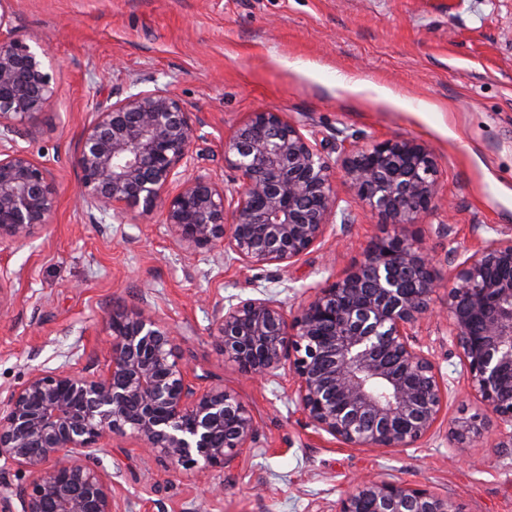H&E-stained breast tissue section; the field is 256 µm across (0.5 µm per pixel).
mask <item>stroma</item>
Listing matches in <instances>:
<instances>
[{
	"label": "stroma",
	"instance_id": "1",
	"mask_svg": "<svg viewBox=\"0 0 512 512\" xmlns=\"http://www.w3.org/2000/svg\"><path fill=\"white\" fill-rule=\"evenodd\" d=\"M14 24L58 64V102L24 145L47 161L57 192L53 224L30 242L0 245L13 303L0 314V389L31 368H100L113 309L176 326L179 354L205 383L232 389L256 416L259 442L214 472L209 496L192 472L146 455L116 435L102 466L112 474V512H336L354 479L379 474L453 499L462 512H512V447L493 438L464 453L448 422L477 410L449 397L447 423L401 452L344 448L318 433L288 399L287 376L242 377L211 336L217 305L269 294L295 311L304 290L358 263L362 248L390 234L358 203L343 171L334 186L347 224L292 267H246L202 250L186 258L160 218L93 221L78 210L75 149L100 93L124 94L148 78L166 84L204 126L194 151L229 185L224 140L251 113H283L322 141L397 136L428 143L443 205L407 227L438 260L436 309L448 296L451 253L472 254L512 230V0H13ZM447 234H437L438 225ZM441 372L462 381L442 317L415 328Z\"/></svg>",
	"mask_w": 512,
	"mask_h": 512
}]
</instances>
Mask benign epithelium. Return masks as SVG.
I'll return each instance as SVG.
<instances>
[{
    "instance_id": "1",
    "label": "benign epithelium",
    "mask_w": 512,
    "mask_h": 512,
    "mask_svg": "<svg viewBox=\"0 0 512 512\" xmlns=\"http://www.w3.org/2000/svg\"><path fill=\"white\" fill-rule=\"evenodd\" d=\"M48 50L22 38L0 0V244L24 243L53 223V174L19 141L57 98ZM77 143L76 205L139 224L158 215L186 253L218 249L245 266L287 268L321 244L338 211L333 165L316 139L280 112H254L224 139L237 174L219 186L193 147L202 118L166 85L96 102ZM340 163L356 199L381 223L420 224L442 204L431 148L398 137L350 144ZM435 260L421 240L394 233L331 283L307 289L293 314L269 296L213 310L218 350L265 381L283 369L290 399L314 428L348 448L403 451L442 423L450 385L414 335L434 313ZM96 373L35 367L0 401V512H112V474L98 453L131 430L174 469L212 472L257 443L258 421L238 394L203 384L176 355L181 332L141 312L115 310ZM448 336L484 413L452 422L455 448L495 428L512 447V235L489 239L448 280ZM12 470L24 482L4 480ZM336 512H458L446 495L366 475Z\"/></svg>"
}]
</instances>
